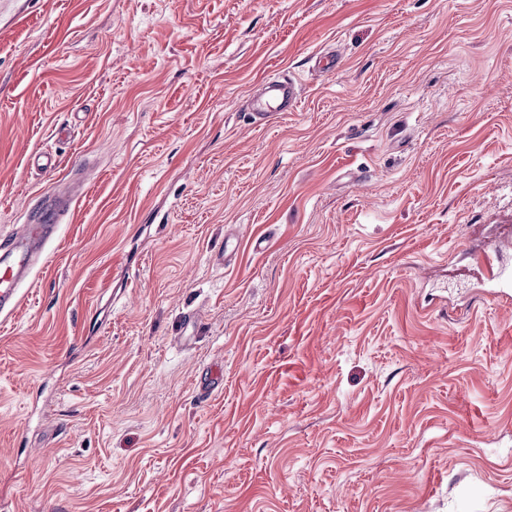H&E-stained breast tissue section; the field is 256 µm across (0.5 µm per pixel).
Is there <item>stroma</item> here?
<instances>
[{
    "instance_id": "35a3bbf8",
    "label": "stroma",
    "mask_w": 512,
    "mask_h": 512,
    "mask_svg": "<svg viewBox=\"0 0 512 512\" xmlns=\"http://www.w3.org/2000/svg\"><path fill=\"white\" fill-rule=\"evenodd\" d=\"M276 69L300 104L261 128ZM80 172L0 318V512H512L476 261L512 233V0H0V236ZM223 381L222 370L213 365L203 368L196 384V397L200 403H205L210 396L220 388Z\"/></svg>"
}]
</instances>
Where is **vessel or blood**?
<instances>
[{
	"label": "vessel or blood",
	"mask_w": 512,
	"mask_h": 512,
	"mask_svg": "<svg viewBox=\"0 0 512 512\" xmlns=\"http://www.w3.org/2000/svg\"><path fill=\"white\" fill-rule=\"evenodd\" d=\"M263 102H252L248 110L254 124L265 126L281 114L295 111L301 94L295 76L283 73L265 79ZM82 183H73L65 197L49 194L40 204L28 211L25 224L11 234L0 237V316H11L22 304L23 284L29 279L42 258L46 243L56 233L58 225L71 211L82 194ZM479 263L495 289L496 298L512 295V267L504 264L500 255L481 254ZM221 370L214 366L203 368L196 384V397L206 402L220 388Z\"/></svg>",
	"instance_id": "obj_1"
}]
</instances>
